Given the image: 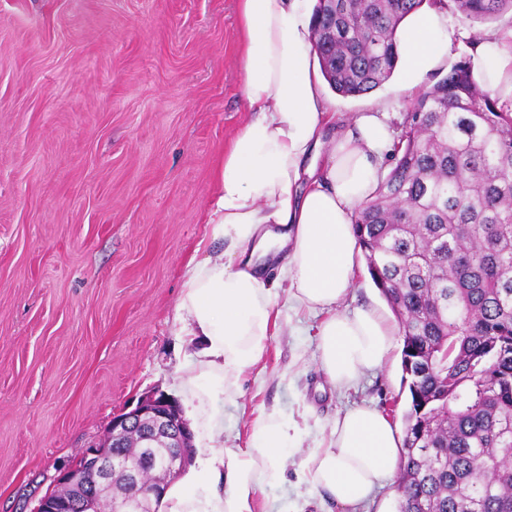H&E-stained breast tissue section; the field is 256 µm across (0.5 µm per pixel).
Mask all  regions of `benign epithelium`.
<instances>
[{
  "instance_id": "7a95c632",
  "label": "benign epithelium",
  "mask_w": 512,
  "mask_h": 512,
  "mask_svg": "<svg viewBox=\"0 0 512 512\" xmlns=\"http://www.w3.org/2000/svg\"><path fill=\"white\" fill-rule=\"evenodd\" d=\"M131 433L138 434L143 448L150 449L165 440L170 444V451L160 461L147 452L135 461L113 451ZM107 438V445L89 446L80 462L59 475L61 484L85 486L83 496L76 501H66L50 493L39 500L34 512H97L96 490L108 483L116 472L125 473L129 490L126 499L114 506V512H132L141 500H160L170 481L191 461L193 433L182 407L176 398L159 390L143 393L136 405L115 414ZM158 464L167 479L143 484L141 472Z\"/></svg>"
}]
</instances>
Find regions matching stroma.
Wrapping results in <instances>:
<instances>
[{
    "label": "stroma",
    "mask_w": 512,
    "mask_h": 512,
    "mask_svg": "<svg viewBox=\"0 0 512 512\" xmlns=\"http://www.w3.org/2000/svg\"><path fill=\"white\" fill-rule=\"evenodd\" d=\"M241 45L236 0H0V512H32L144 392L178 395V298L251 117ZM399 97L394 77L332 101L347 119ZM277 308L261 363L214 399L224 449L273 407L304 431L292 470L338 411L401 423L400 352L337 391L318 318Z\"/></svg>",
    "instance_id": "35a3bbf8"
}]
</instances>
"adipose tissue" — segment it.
Wrapping results in <instances>:
<instances>
[{"instance_id": "obj_1", "label": "adipose tissue", "mask_w": 512, "mask_h": 512, "mask_svg": "<svg viewBox=\"0 0 512 512\" xmlns=\"http://www.w3.org/2000/svg\"><path fill=\"white\" fill-rule=\"evenodd\" d=\"M240 67L252 113L216 168L207 222L219 258L191 265L176 318L197 348L180 379L200 420L198 467L169 488L160 512H259L264 486L281 482L301 439L277 410L261 413L246 447L222 450L224 414L213 403L260 363L279 296L320 315V367L338 390L382 369L398 330L372 305L345 309L353 291L358 207L375 190L394 138L385 110L340 123L321 88L313 50V0H237ZM456 28L441 6L408 14L396 31L400 89L438 68ZM472 76L491 96L512 99V27L478 34ZM400 437L376 408L354 406L322 429L296 473L302 498L348 512L373 503L396 474Z\"/></svg>"}]
</instances>
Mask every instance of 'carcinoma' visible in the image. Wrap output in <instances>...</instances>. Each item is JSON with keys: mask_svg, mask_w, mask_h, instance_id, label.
I'll use <instances>...</instances> for the list:
<instances>
[{"mask_svg": "<svg viewBox=\"0 0 512 512\" xmlns=\"http://www.w3.org/2000/svg\"><path fill=\"white\" fill-rule=\"evenodd\" d=\"M440 4L468 20L512 0H317L329 86L387 82L403 18ZM463 57L408 109L391 170L357 209L368 273L399 323L409 408L397 512H512V100L483 93ZM128 490L117 473L102 508Z\"/></svg>", "mask_w": 512, "mask_h": 512, "instance_id": "carcinoma-1", "label": "carcinoma"}]
</instances>
